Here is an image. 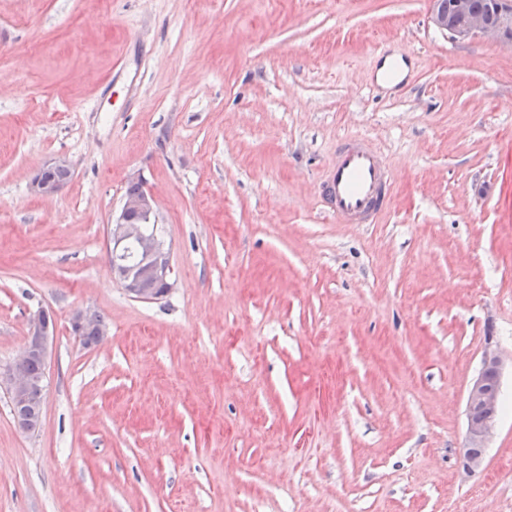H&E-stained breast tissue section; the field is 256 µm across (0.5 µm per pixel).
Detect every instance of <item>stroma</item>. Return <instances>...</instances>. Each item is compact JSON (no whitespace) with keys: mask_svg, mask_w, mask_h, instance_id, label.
<instances>
[{"mask_svg":"<svg viewBox=\"0 0 512 512\" xmlns=\"http://www.w3.org/2000/svg\"><path fill=\"white\" fill-rule=\"evenodd\" d=\"M351 135L392 169L376 224L322 206ZM136 178L159 301L107 259ZM40 307L42 425L0 392V512H512L511 369L483 466L461 454L485 349L512 358V43L430 0H0V368ZM61 171L71 175L72 164L65 157H55L47 161L30 179L29 191L31 194L41 198H53L60 193L65 185L61 180L49 179L48 172ZM68 176H61L60 179L68 180ZM88 318H89V313L87 311H84V310L75 311L72 314L71 319H70L72 332L75 335H79V333L83 330L82 336H84L85 339L88 341L95 339V337L97 336V330H98V338L100 336H104L105 332H106V327H107L105 323H102L104 321V318L101 315L96 314V313H92V319L87 322ZM86 322H87V324H86ZM99 324H101V325L98 327ZM96 340H95V342H96ZM95 342L90 343V344H84V345L87 348H91Z\"/></svg>","mask_w":512,"mask_h":512,"instance_id":"obj_1","label":"stroma"}]
</instances>
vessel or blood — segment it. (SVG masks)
<instances>
[{"label": "vessel or blood", "mask_w": 512, "mask_h": 512, "mask_svg": "<svg viewBox=\"0 0 512 512\" xmlns=\"http://www.w3.org/2000/svg\"><path fill=\"white\" fill-rule=\"evenodd\" d=\"M391 169L363 136L342 139L330 161L321 193L327 212L341 224L378 223L388 200Z\"/></svg>", "instance_id": "obj_1"}]
</instances>
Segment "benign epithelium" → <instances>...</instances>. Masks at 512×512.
<instances>
[{
  "label": "benign epithelium",
  "mask_w": 512,
  "mask_h": 512,
  "mask_svg": "<svg viewBox=\"0 0 512 512\" xmlns=\"http://www.w3.org/2000/svg\"><path fill=\"white\" fill-rule=\"evenodd\" d=\"M495 17L489 18L471 10L470 0H431V14L435 25L459 39L495 37L512 40V0H493ZM72 172V164L65 157L47 161L30 179L29 191L41 198H53L60 193L64 183L49 179V172ZM156 215V200L147 190L123 198L121 212L109 227L108 241L111 250L112 271L130 297L154 301L167 296L174 286L168 249L164 239L156 232L145 233L142 225L133 222L136 217L147 220ZM138 246L141 262L129 267L123 262L126 245ZM29 334L21 356L4 374L0 385L5 386L9 399L43 408L45 385L43 380L31 378L24 363L32 357L48 362L49 341L54 335V320L49 312L39 308L29 314ZM504 360L493 350L485 351L482 367L472 381L467 394L466 414L475 408L483 412L480 420L467 418L463 457L468 469L479 468L484 455L474 454L473 448H484L489 441L500 412V380Z\"/></svg>",
  "instance_id": "obj_1"
}]
</instances>
